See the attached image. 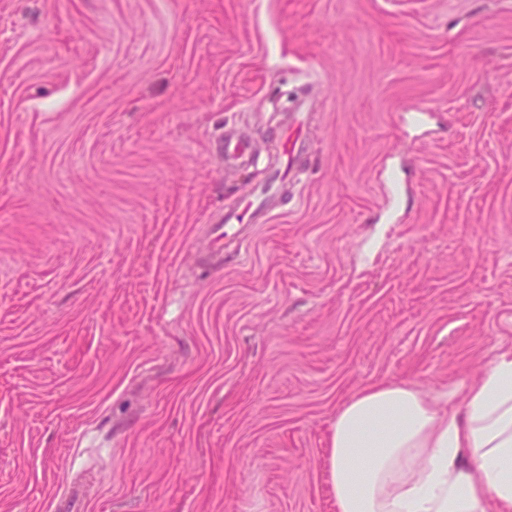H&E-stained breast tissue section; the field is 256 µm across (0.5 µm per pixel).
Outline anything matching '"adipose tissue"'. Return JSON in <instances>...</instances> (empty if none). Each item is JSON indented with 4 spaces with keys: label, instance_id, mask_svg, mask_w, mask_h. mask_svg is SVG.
<instances>
[{
    "label": "adipose tissue",
    "instance_id": "obj_1",
    "mask_svg": "<svg viewBox=\"0 0 512 512\" xmlns=\"http://www.w3.org/2000/svg\"><path fill=\"white\" fill-rule=\"evenodd\" d=\"M328 461L336 512H512V350L443 406L409 382L355 393Z\"/></svg>",
    "mask_w": 512,
    "mask_h": 512
}]
</instances>
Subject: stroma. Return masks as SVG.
<instances>
[{"mask_svg": "<svg viewBox=\"0 0 512 512\" xmlns=\"http://www.w3.org/2000/svg\"><path fill=\"white\" fill-rule=\"evenodd\" d=\"M509 348L512 0H0V512H336L347 398ZM314 106V101L309 99H300L296 102L293 109L288 111L286 118L281 122L282 137L280 139V169L283 170V176L288 175L294 161L297 157L308 150L307 138L303 134V115ZM254 160L249 141L224 137V162L229 165L251 164ZM276 207L277 200L275 197L266 196L261 189H254L241 197L234 208L224 211L223 222L225 226L217 224L213 230L217 233L224 229L218 237H222L223 234L224 238L234 239L237 242V247L242 248L245 240L236 236L235 225L244 224V222L246 224L269 222Z\"/></svg>", "mask_w": 512, "mask_h": 512, "instance_id": "35a3bbf8", "label": "stroma"}]
</instances>
